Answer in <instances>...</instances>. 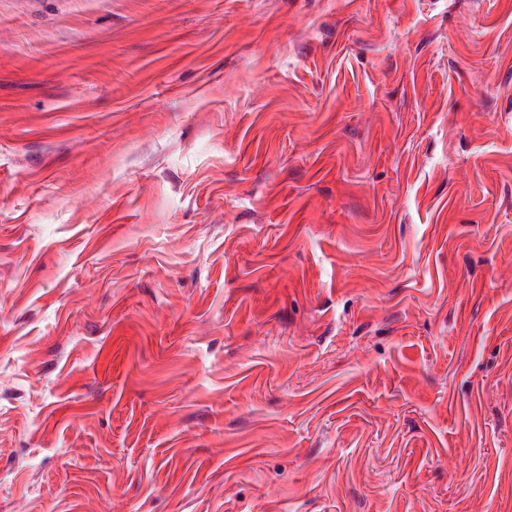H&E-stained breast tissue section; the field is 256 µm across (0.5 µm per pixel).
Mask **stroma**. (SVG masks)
I'll return each instance as SVG.
<instances>
[{
  "label": "stroma",
  "mask_w": 512,
  "mask_h": 512,
  "mask_svg": "<svg viewBox=\"0 0 512 512\" xmlns=\"http://www.w3.org/2000/svg\"><path fill=\"white\" fill-rule=\"evenodd\" d=\"M0 512H512V0H0Z\"/></svg>",
  "instance_id": "1"
}]
</instances>
